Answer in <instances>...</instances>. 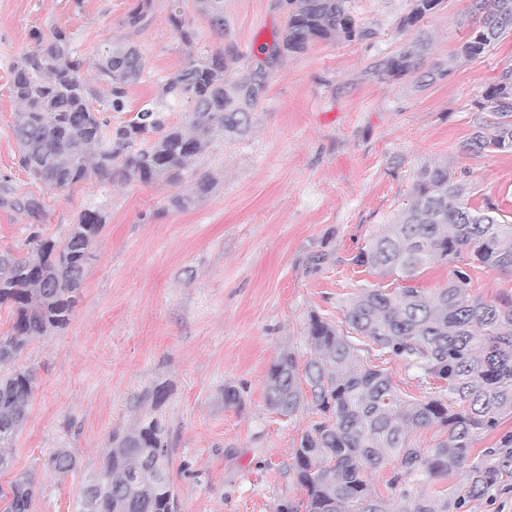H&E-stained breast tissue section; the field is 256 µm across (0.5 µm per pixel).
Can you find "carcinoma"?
<instances>
[{
	"label": "carcinoma",
	"mask_w": 512,
	"mask_h": 512,
	"mask_svg": "<svg viewBox=\"0 0 512 512\" xmlns=\"http://www.w3.org/2000/svg\"><path fill=\"white\" fill-rule=\"evenodd\" d=\"M445 0H411L398 28L406 32ZM351 0H288L281 40L262 46L265 60L237 67L243 55L217 51L189 57L160 80L158 95L113 128L94 106L97 91L84 78V59L72 38L55 30L37 38L35 49L12 65L11 93L22 111L13 133L19 167L49 192L93 178L157 181L178 185L197 159L218 141L244 136L271 79L270 67L284 53L343 36L374 37L375 30L351 15ZM213 30L224 33V0H196ZM152 0H139L122 27L140 31ZM468 34L448 64L458 65L512 36V0H470ZM431 38L418 35L374 68L380 79L433 82L441 70L422 72ZM233 76H227V72ZM96 80L107 87L114 112L127 106L129 87L142 82L145 62L134 45L107 39L95 63ZM474 153L512 152V61L475 103ZM182 113V121L171 120ZM471 186L446 164H425L414 175L409 199L386 229L351 258L393 288H362L345 302L342 330L313 311L305 339L307 359L285 349L265 379V404L282 418L312 410L318 419L293 450L292 469L305 496L283 501L278 512H393L390 501L364 476L369 469L400 460L387 482L398 512H459L466 499L482 494L507 471L512 474V433L500 439L492 463H471V448L484 433L512 417V295L487 301L471 293L464 257L499 271H512V224L499 209L468 204ZM102 206L83 210L58 245L39 231L29 232L27 251L0 252V307L13 310L10 333L0 336V470L11 467L5 453L23 428L36 388L34 370L15 366L28 342L65 328L79 302L94 247L104 224ZM434 261L455 265L448 287L433 293L413 285L419 270ZM402 363L421 385L448 392L446 402L409 396L386 369L364 361V353ZM437 424L446 433L423 450L411 432ZM171 449L163 418L149 416L112 436L101 467L80 489L76 512H179L168 467ZM78 465L59 448L46 461L67 474ZM468 467L464 490L435 497L415 488L436 476ZM35 478L19 475L3 512H30Z\"/></svg>",
	"instance_id": "obj_1"
}]
</instances>
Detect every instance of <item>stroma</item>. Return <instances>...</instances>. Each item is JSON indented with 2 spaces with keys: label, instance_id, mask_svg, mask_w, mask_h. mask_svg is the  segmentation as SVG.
<instances>
[{
  "label": "stroma",
  "instance_id": "obj_1",
  "mask_svg": "<svg viewBox=\"0 0 512 512\" xmlns=\"http://www.w3.org/2000/svg\"><path fill=\"white\" fill-rule=\"evenodd\" d=\"M136 3L0 0V249L22 247L33 220L16 203L27 197L43 202L38 223L60 242L88 205H104L108 216L70 324L31 341L17 360L34 370L37 385L0 488L32 472V512H74L113 434L159 414L169 426L180 512H277L304 496L292 456L316 415L286 422L269 413L267 371L280 351L305 352L310 312L343 326L350 294L378 284L350 259L390 223L414 172L446 164L470 183L472 207L490 202L512 220V153L466 150L474 103L512 60V37L448 68L462 37L457 21L469 7L448 0L420 27L432 40L427 67L445 66V75L424 87L385 82L371 69L406 41L397 25L409 0H352L355 18L375 37L316 42L281 56L249 134L216 144L181 185L95 179L46 193L17 165L20 106L9 91L12 63L35 49L38 35H70L90 81L105 40L129 39L148 70L129 89L134 112L193 49L233 48L257 63L254 49L278 39L287 12L285 0H224L228 26L220 34L194 0H153L148 27L128 35L121 21ZM176 18L195 30L193 46L178 40ZM128 112L111 113V123ZM202 174L211 177L209 192L174 208L172 196L190 193ZM321 249L334 261L310 271L307 256ZM228 384L239 388L240 405L225 406ZM160 386L166 397L158 405ZM59 448L75 454L76 470L45 469Z\"/></svg>",
  "mask_w": 512,
  "mask_h": 512
}]
</instances>
